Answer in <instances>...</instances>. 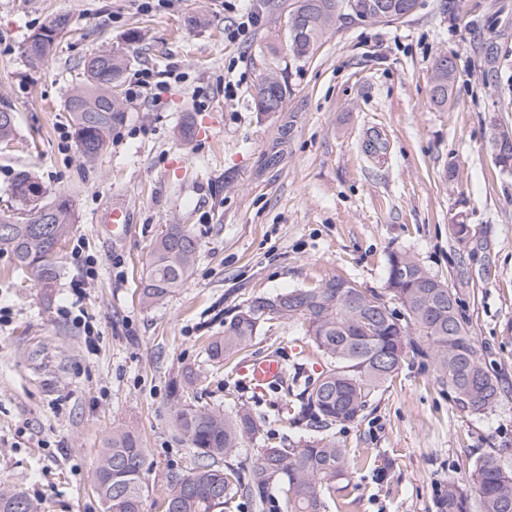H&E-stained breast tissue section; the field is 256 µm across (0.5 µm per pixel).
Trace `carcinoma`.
Masks as SVG:
<instances>
[{"label":"carcinoma","mask_w":512,"mask_h":512,"mask_svg":"<svg viewBox=\"0 0 512 512\" xmlns=\"http://www.w3.org/2000/svg\"><path fill=\"white\" fill-rule=\"evenodd\" d=\"M417 0H295L288 15V55L307 57L328 33L336 14H372L378 8L393 19L405 18ZM66 15L49 18L24 47L29 62L38 64L56 48L58 23ZM128 59L112 50H101L82 62L81 81L68 93L70 112L80 158L91 163L107 146L112 129L126 119L123 99L106 92L116 87ZM453 73L436 62L432 100L448 102ZM284 87L280 75L268 72L255 89L258 112H277ZM16 118L0 112V142L11 141ZM41 187L27 170L13 177L9 191L14 200L31 199ZM46 212L48 223L39 231L19 215L0 218V250L10 252L15 266L41 288H51L60 277L58 255L72 232L73 201L64 194L32 199L29 210ZM197 241L182 224H170L155 243L152 258L140 278L139 299L146 307L163 303L183 287L197 259ZM422 266L406 252L389 255L386 294L403 310L398 315L384 295L365 291L348 279L332 277L313 288H295L273 297H255L212 337L205 348L208 361L221 363L250 345L260 326L270 320H300L327 366L302 393V415L310 427L324 432L361 416L374 395L401 369L410 354L431 359L438 375L448 380L456 405L464 412L480 413L500 396L498 380L483 367L482 352L470 333L463 313L460 289L439 277L418 276ZM174 426L195 450L198 462L189 472L168 477L161 496L162 512H224L238 496H248L256 507L266 503V493L276 485L281 512H325L326 497L345 479L350 463L345 449L324 435L299 440L289 448L269 445L261 449L258 463L246 472L233 457L262 432V423L240 407L230 413L203 411L194 405L175 407ZM145 449L130 430L117 429L106 441L95 472V489L106 504L105 512H144L148 487L143 476ZM473 482L477 495L468 493ZM439 512H512V472L496 457L476 461L461 480L443 488ZM0 512H37V505L17 488H0Z\"/></svg>","instance_id":"carcinoma-1"}]
</instances>
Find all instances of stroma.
Listing matches in <instances>:
<instances>
[{"instance_id": "35a3bbf8", "label": "stroma", "mask_w": 512, "mask_h": 512, "mask_svg": "<svg viewBox=\"0 0 512 512\" xmlns=\"http://www.w3.org/2000/svg\"><path fill=\"white\" fill-rule=\"evenodd\" d=\"M293 2L0 0V102L18 129L0 144V213L20 169L70 195L75 211L54 288L0 251V485L22 487L39 512H103L95 471L119 427L143 442L145 512H157L168 476L194 460L173 423L172 389L188 367L200 375L193 404L245 406L263 422L242 467L265 442L310 436L297 400L227 375L205 341L256 296L334 276L383 292L400 251L460 288L501 395L460 411L431 361L407 357L358 421L331 429L351 467L326 512H438L444 484L489 451L512 470V173L495 166L491 143L493 127L512 130V0H418L411 16L380 24L342 16L300 60L285 40ZM253 5L258 26L230 39ZM53 14L69 15L73 30L29 65L22 47ZM133 30L141 41L128 42ZM102 49L130 60L126 119L87 164L64 101L78 61ZM445 55L455 71L440 107L431 87ZM172 67L181 80L163 81ZM271 71L284 102L259 112L254 88ZM228 79L240 85L231 101ZM117 201L130 216L120 242L106 222ZM171 224L195 237L198 258L184 287L147 308L140 277ZM453 224L470 235L455 238ZM274 349L300 380L325 365L302 323L282 320L264 323L234 361Z\"/></svg>"}]
</instances>
